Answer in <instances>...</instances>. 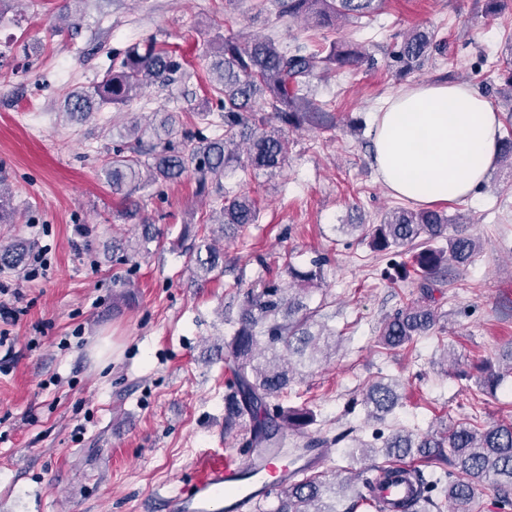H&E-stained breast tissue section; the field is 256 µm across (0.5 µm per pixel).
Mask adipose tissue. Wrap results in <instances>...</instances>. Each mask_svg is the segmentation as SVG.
<instances>
[{"label": "adipose tissue", "instance_id": "obj_1", "mask_svg": "<svg viewBox=\"0 0 512 512\" xmlns=\"http://www.w3.org/2000/svg\"><path fill=\"white\" fill-rule=\"evenodd\" d=\"M501 116L467 84H421L377 112L373 164L396 196L419 204L469 198L493 170Z\"/></svg>", "mask_w": 512, "mask_h": 512}]
</instances>
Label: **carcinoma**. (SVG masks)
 <instances>
[{
	"instance_id": "1",
	"label": "carcinoma",
	"mask_w": 512,
	"mask_h": 512,
	"mask_svg": "<svg viewBox=\"0 0 512 512\" xmlns=\"http://www.w3.org/2000/svg\"><path fill=\"white\" fill-rule=\"evenodd\" d=\"M281 17L307 19L315 27L336 29L340 19L359 21L374 15L384 0H276ZM435 43V33L414 30L395 52L401 70L420 65ZM368 59L365 46L333 41L326 47L310 50L288 47L266 37L241 42L235 37L222 39L208 69V87L218 102V111L201 112L202 119L213 117L209 125L222 130L212 138L185 128H176V117L168 112L158 125L143 126L136 121L122 126L119 137L124 148L113 150L112 160L103 167L108 186L115 193L131 195L141 183L175 182L192 173L199 189L219 185L238 170L254 175L275 174L288 162V130L304 125L322 131L336 129V115L310 96L311 82L332 70L356 71ZM183 63L175 52L147 40L128 46L122 57L112 58V67L87 92L67 97V113L85 119L92 103L121 109L129 106L142 88L156 82L167 85L176 80ZM216 223L201 227V243L184 250L185 267L200 281L221 268L224 253L214 245L216 233H238L258 220L256 200L246 193L220 195ZM451 219L437 208L399 207L388 212L378 224H342L347 234L369 240L372 248L384 252L393 248L413 251V274L420 287L431 288L440 267L453 262L458 267L472 264L482 250L479 240L463 229L448 237L447 248L429 246L442 237ZM158 238L152 225L142 228V240L130 246L131 257L149 253ZM26 250L19 242L0 244V268L24 266ZM291 278L304 286H319L322 269L289 271ZM434 311L425 307H406L385 320L378 343L396 349L412 343L435 323ZM336 344L334 334L317 319V311L307 309L291 288L268 281L244 293L236 328L224 340V427L238 421L249 423L251 448H285V431L307 437L306 448H328L351 440L340 454L360 456L372 462L378 477L369 480L357 472L346 482L353 492V504L377 508V512H469L476 491L488 487L496 491L502 506H512V421L453 426L440 436L417 435L396 429L390 435L373 433L368 443L348 433L334 438L308 433L316 421L307 404L285 407L278 400L301 373L318 363V355ZM509 366L503 370L491 362L481 365L479 390L494 394L507 378H512V351ZM399 384L382 379L373 383L365 397L367 418L382 423L400 405ZM448 449L453 473L433 470L426 476L418 469L406 468L412 452L436 460ZM384 461L376 463L377 454ZM402 477L414 487L412 498L374 505L379 478ZM439 490L434 495L432 491ZM336 494V484L318 475L303 474L281 490L277 499L262 512H338L336 504L322 503L325 493Z\"/></svg>"
}]
</instances>
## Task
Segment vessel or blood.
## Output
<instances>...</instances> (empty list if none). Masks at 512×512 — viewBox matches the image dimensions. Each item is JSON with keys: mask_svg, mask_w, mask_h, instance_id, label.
Masks as SVG:
<instances>
[{"mask_svg": "<svg viewBox=\"0 0 512 512\" xmlns=\"http://www.w3.org/2000/svg\"><path fill=\"white\" fill-rule=\"evenodd\" d=\"M291 474L274 448L253 452L242 462H228L223 454L205 452L196 458L192 473L179 479L167 500L168 508L170 512H214L220 498L224 512H261Z\"/></svg>", "mask_w": 512, "mask_h": 512, "instance_id": "obj_1", "label": "vessel or blood"}]
</instances>
